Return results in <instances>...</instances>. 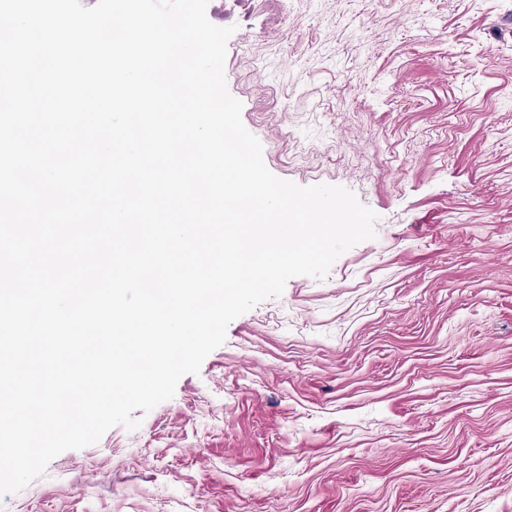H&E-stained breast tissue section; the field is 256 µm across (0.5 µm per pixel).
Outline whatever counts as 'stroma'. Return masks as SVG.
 <instances>
[{
	"label": "stroma",
	"instance_id": "35a3bbf8",
	"mask_svg": "<svg viewBox=\"0 0 512 512\" xmlns=\"http://www.w3.org/2000/svg\"><path fill=\"white\" fill-rule=\"evenodd\" d=\"M266 167L376 236L0 512H512V0H210Z\"/></svg>",
	"mask_w": 512,
	"mask_h": 512
}]
</instances>
